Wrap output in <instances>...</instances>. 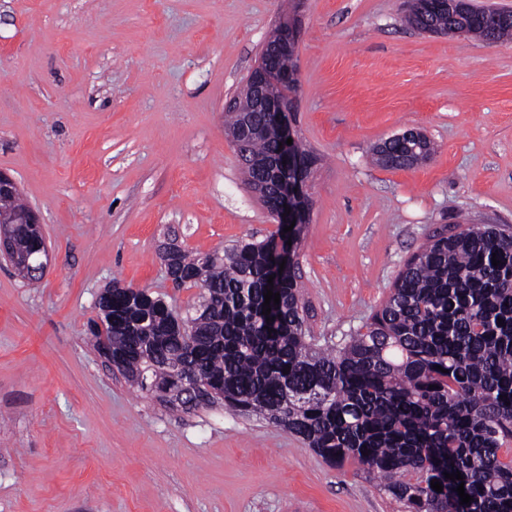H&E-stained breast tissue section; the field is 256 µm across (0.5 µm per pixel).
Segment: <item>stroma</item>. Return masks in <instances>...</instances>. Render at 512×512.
Listing matches in <instances>:
<instances>
[{"mask_svg": "<svg viewBox=\"0 0 512 512\" xmlns=\"http://www.w3.org/2000/svg\"><path fill=\"white\" fill-rule=\"evenodd\" d=\"M403 0H0V172L52 256L0 261V512H406L279 426L133 389L89 330L104 288L183 308L159 254L261 240L224 109L301 13L300 141L319 163L297 257L308 322L338 341L445 224L512 227V39L414 31ZM407 129L436 145L386 169Z\"/></svg>", "mask_w": 512, "mask_h": 512, "instance_id": "stroma-1", "label": "stroma"}]
</instances>
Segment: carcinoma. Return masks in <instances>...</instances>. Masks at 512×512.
Listing matches in <instances>:
<instances>
[{"label": "carcinoma", "mask_w": 512, "mask_h": 512, "mask_svg": "<svg viewBox=\"0 0 512 512\" xmlns=\"http://www.w3.org/2000/svg\"><path fill=\"white\" fill-rule=\"evenodd\" d=\"M491 12L473 4L461 21L437 12L434 31L511 38L512 24L491 26ZM267 58L277 77L295 69L290 55ZM246 123L253 132L237 145L244 183L272 195L278 125L249 100H230L224 129ZM407 134L389 152L418 144L430 157L432 141ZM283 228L260 241L205 254L178 247L162 258L175 288L199 289L184 310L146 288L104 289L101 322H93L105 328L94 333L97 345L140 391L160 395L185 384L187 403L261 415L331 465L356 462L407 512H512V457L503 458L512 451V231L469 224L434 232L367 321L319 345L295 271L283 269L280 303L262 314ZM16 230L18 252L43 244L37 225ZM456 471L463 481L445 477ZM460 484L473 497L468 504H460Z\"/></svg>", "instance_id": "obj_1"}]
</instances>
